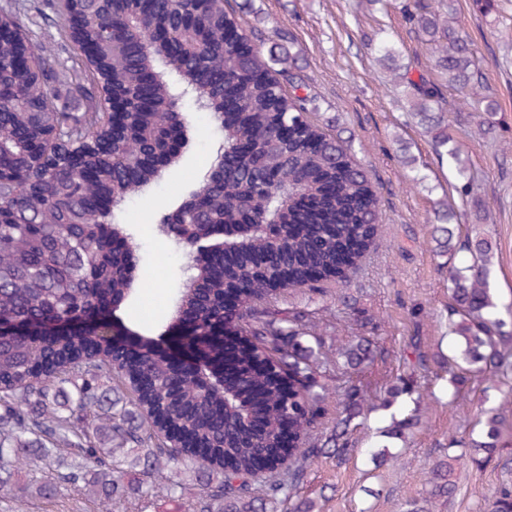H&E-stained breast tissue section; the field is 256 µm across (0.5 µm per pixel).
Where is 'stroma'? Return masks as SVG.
<instances>
[{
	"mask_svg": "<svg viewBox=\"0 0 512 512\" xmlns=\"http://www.w3.org/2000/svg\"><path fill=\"white\" fill-rule=\"evenodd\" d=\"M434 0H234L243 21L256 25L264 38L292 46L296 64L309 79L315 96L312 114L319 122H333L342 137L353 139L358 159L379 186L382 227L375 245L361 265L346 278L333 282L326 295L293 292L281 305H308L321 325H331L338 308L334 302L344 289L358 290L360 306L377 319L371 330L376 344L389 352L357 375L336 373L330 380L337 389L356 384L370 393L383 390L393 376L411 373V383L422 394L424 417L419 431L398 445L388 465L373 468L362 452L370 434L390 417L389 412L368 414L353 438L358 447L343 465L317 461L307 469L305 491L322 497L323 512H403L406 500L425 487L429 468L449 435L468 436L476 428L480 411L512 413V393L483 390L471 384L469 413L448 403V376L438 367L409 372L401 355L413 336L422 337L430 350H449L447 336L448 282L444 260L433 252L430 237L434 204L447 199L458 215L461 230L490 231L494 242L490 286L500 308H512V40L499 30L512 25V0H457L454 26L474 41L482 60L485 80L499 103L494 128L484 133L481 113H471L465 124L450 123L461 157L474 172V196L460 192L455 170L442 162L430 142L409 119L405 95L394 72L375 60L364 38L386 30L400 42L403 58H417L421 70H431L429 54L409 38L404 9L433 4ZM199 129L195 147L180 166L158 187L135 198L125 217L141 247L147 287L121 305L116 316L133 332L152 339L168 329L170 302L184 277L180 252L157 235L156 224L189 186L197 183L222 141V134L206 115H194ZM406 141L416 165L428 176L427 186L406 178L398 143ZM167 251L170 263L164 275L155 273V257ZM458 490L447 512H489L490 499L500 484H512V472L496 464L479 466L469 459L457 466Z\"/></svg>",
	"mask_w": 512,
	"mask_h": 512,
	"instance_id": "35a3bbf8",
	"label": "stroma"
}]
</instances>
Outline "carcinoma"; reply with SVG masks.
<instances>
[{"mask_svg": "<svg viewBox=\"0 0 512 512\" xmlns=\"http://www.w3.org/2000/svg\"><path fill=\"white\" fill-rule=\"evenodd\" d=\"M61 20V45L76 52L60 62L46 54L44 8L9 0L0 8V314L38 320L71 312L111 311L112 298L143 284L132 274L136 253L115 212L144 191L165 167L144 156L165 145V124L180 111L173 82L224 130L223 146L198 188L202 201L182 220L201 229L247 224L246 236L224 250V268L211 253L183 246L192 275L170 319L192 311L197 329L212 334L213 354L198 370L133 338L120 349L95 335H0V472H25L12 490L66 512L78 495L97 512H147L157 501L170 512H320L299 491L307 462H346L355 420L373 409L391 411L382 438L406 441L422 424L419 407L402 412L415 393L399 375L379 402L356 387L337 394L322 381L341 366L355 373L382 357L367 338L372 319L356 316L357 297L337 305L353 316L346 346L316 339L315 312L279 307L281 292L325 293L322 284L356 269L375 243L381 199L352 142L311 117L307 79L288 66L291 52L274 43L269 57L247 34L228 0H48ZM408 34L430 46L442 82L413 64H397L388 37L371 42L381 61L398 70L411 116L448 160L469 193L475 182L448 133L443 89L471 96L474 112L499 105L484 94L476 50L453 26L439 29L436 13L405 14ZM156 70L151 100L135 104L144 72ZM224 72L240 108L222 123ZM435 251L469 259L448 266V331L455 348L440 361L453 387L449 404L463 411L462 388L473 373L497 388L512 370L503 348L512 344V311L503 317L489 284L491 241L483 232L455 237V216L435 203ZM403 359L426 370L430 354L411 337ZM339 412L311 434L332 405ZM261 426L253 435L251 424ZM476 436L448 440L420 499L405 512H435L456 490L455 464L471 449L477 465L512 468L502 438L512 421L480 413ZM55 458L49 475L36 462ZM377 464L388 445L370 439ZM165 474V494L149 478ZM491 512H512V487L492 496Z\"/></svg>", "mask_w": 512, "mask_h": 512, "instance_id": "1", "label": "carcinoma"}]
</instances>
